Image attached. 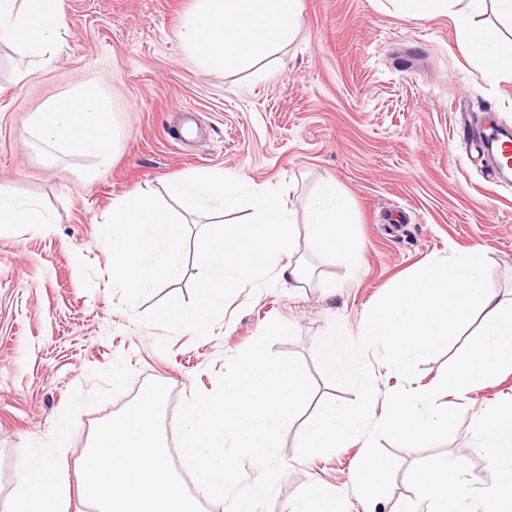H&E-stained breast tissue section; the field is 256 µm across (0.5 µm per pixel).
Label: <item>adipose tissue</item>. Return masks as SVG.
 <instances>
[{
    "label": "adipose tissue",
    "mask_w": 512,
    "mask_h": 512,
    "mask_svg": "<svg viewBox=\"0 0 512 512\" xmlns=\"http://www.w3.org/2000/svg\"><path fill=\"white\" fill-rule=\"evenodd\" d=\"M405 15L418 18L435 12L454 16L463 29L460 50L475 55L493 74L512 73V38L477 25L474 0H394ZM301 0H198L184 27V42L205 67H221L288 44L300 23ZM66 26L64 0H0V41L16 43L28 56L54 54ZM120 124L97 83L89 82L73 96L52 102L34 114L33 137L49 149L93 156L99 166L112 160V140ZM0 224H23L42 233L53 222L37 205L19 201L0 185ZM308 228L324 252H350L354 221L335 184L323 185L308 205ZM66 425L57 428L56 453L32 454L22 467V481L10 512H68L71 484L65 447ZM474 448L494 467L496 479L481 499V512H512V403L492 416L479 418ZM419 501H406L401 512H469L472 481L463 459L438 463L415 476ZM290 512H344L338 488L310 482Z\"/></svg>",
    "instance_id": "1"
}]
</instances>
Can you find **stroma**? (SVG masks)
Here are the masks:
<instances>
[{
  "label": "stroma",
  "instance_id": "1",
  "mask_svg": "<svg viewBox=\"0 0 512 512\" xmlns=\"http://www.w3.org/2000/svg\"><path fill=\"white\" fill-rule=\"evenodd\" d=\"M196 2L65 0L62 47L43 64L0 43V184L54 223L48 235L0 228V512L20 487L24 459L48 452L62 421L68 476L79 484L95 425L151 379L169 387L163 427L178 459L180 406L194 392L212 393L228 359L270 320L294 328V338L272 349L303 360L316 406L356 398L321 376L318 340L335 321L359 338L370 308L428 259L482 246L491 288L512 300V184L470 162L455 109L462 102L471 121L490 110L512 125V76L489 75L464 56L451 17L404 19L390 0H302L303 24L288 47L251 68L208 69L190 59L182 38ZM91 80L123 116L106 168L87 154L48 153L29 129L44 104ZM210 170L254 190L283 188L297 239L277 263L297 261L306 278L240 289L211 336L179 331L164 354L155 346L159 330L120 307L99 228L113 200L148 191L198 233L206 216L177 205L168 186ZM328 181L353 213L351 259L325 256L308 232V201ZM511 400L512 370L480 388L443 393L441 405L464 412L458 431L425 450L383 442L400 467L390 494L370 505L353 483L364 442L301 460L303 424L295 422L284 432L288 471L272 512H289L312 481L341 489L346 512H394L417 495L413 473L461 455L476 487H489L495 471L473 446L476 420Z\"/></svg>",
  "mask_w": 512,
  "mask_h": 512
}]
</instances>
